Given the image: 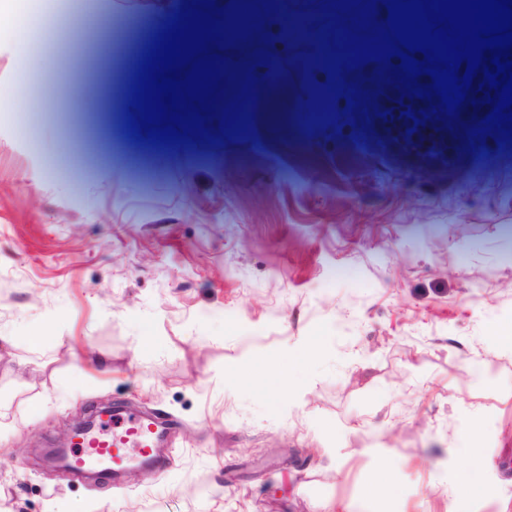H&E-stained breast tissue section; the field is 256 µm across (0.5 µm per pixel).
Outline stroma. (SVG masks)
I'll return each instance as SVG.
<instances>
[{
    "instance_id": "1",
    "label": "stroma",
    "mask_w": 512,
    "mask_h": 512,
    "mask_svg": "<svg viewBox=\"0 0 512 512\" xmlns=\"http://www.w3.org/2000/svg\"><path fill=\"white\" fill-rule=\"evenodd\" d=\"M378 2L288 0V18L367 41L388 29ZM94 3L93 46L73 32L30 68L16 45L38 6L0 0V512H512V352L492 338L512 321L501 133L466 111L451 158L407 160L373 123L395 56L343 68L352 95L314 126L327 73L267 12L246 132L227 137L219 112L213 143L195 129L153 151L102 110L152 0ZM73 70L79 112H47ZM104 403L162 415L165 471L44 469L39 449Z\"/></svg>"
}]
</instances>
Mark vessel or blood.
<instances>
[{"instance_id": "vessel-or-blood-1", "label": "vessel or blood", "mask_w": 512, "mask_h": 512, "mask_svg": "<svg viewBox=\"0 0 512 512\" xmlns=\"http://www.w3.org/2000/svg\"><path fill=\"white\" fill-rule=\"evenodd\" d=\"M385 101L384 110L376 113L375 120L389 138L405 144L424 161L445 147L446 134L425 117L422 101L393 92L386 93ZM160 426L157 417L137 411L112 413L97 430L79 433L70 453L71 466L80 472L94 461L104 462L110 468L135 458L164 467Z\"/></svg>"}]
</instances>
